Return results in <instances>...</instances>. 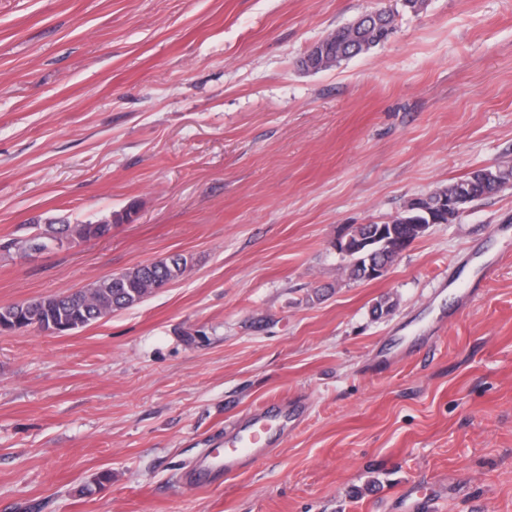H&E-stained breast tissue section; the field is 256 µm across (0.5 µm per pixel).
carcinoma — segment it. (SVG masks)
Instances as JSON below:
<instances>
[{"instance_id":"1","label":"carcinoma","mask_w":512,"mask_h":512,"mask_svg":"<svg viewBox=\"0 0 512 512\" xmlns=\"http://www.w3.org/2000/svg\"><path fill=\"white\" fill-rule=\"evenodd\" d=\"M395 12L383 9V15L353 28L346 24L336 28L319 40L311 48L304 69L320 70L328 63H340L371 49L385 44L395 30ZM512 188L511 167H486L473 170L458 180L439 188L425 196L416 197L408 202L401 212L385 225L387 242L377 243L371 249L360 248L361 240L370 229L368 224H360L348 233L346 242L350 252L348 258L349 278L362 280V271L373 264L386 265L390 261L391 247L404 241L413 242L422 237L426 229L420 226L424 212L422 207L431 210L437 220L446 222L455 216L446 217L442 207L438 206L440 197L455 191L467 203L493 196L505 189ZM34 234L25 240L13 242V245L25 250L36 251L47 247V242L57 239L58 230L39 224L33 226ZM65 232H73L83 240L104 236L106 224H69L62 225ZM187 259L174 255L164 260L140 264L120 273L97 280L89 288L62 293L22 303L0 306V319H15L21 325L55 323L69 325L75 329L89 326L103 316L114 311L127 309L140 303L154 287H161L177 280L186 270Z\"/></svg>"}]
</instances>
